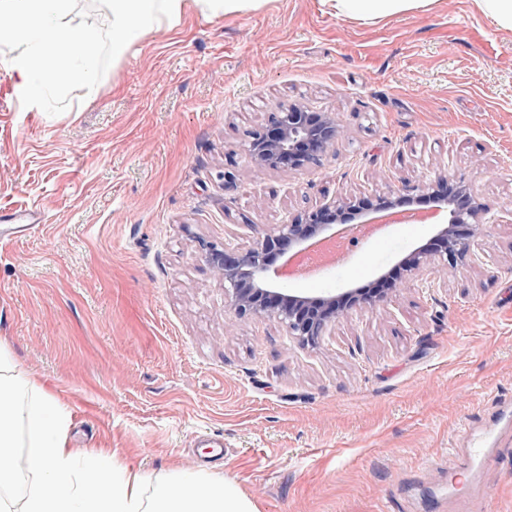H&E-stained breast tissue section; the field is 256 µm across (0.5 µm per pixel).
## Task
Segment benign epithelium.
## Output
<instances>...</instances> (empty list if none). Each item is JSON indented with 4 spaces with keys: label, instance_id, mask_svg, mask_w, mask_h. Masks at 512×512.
<instances>
[{
    "label": "benign epithelium",
    "instance_id": "1",
    "mask_svg": "<svg viewBox=\"0 0 512 512\" xmlns=\"http://www.w3.org/2000/svg\"><path fill=\"white\" fill-rule=\"evenodd\" d=\"M339 136L340 126L333 113L294 106L274 113L270 126L252 136L250 155L259 170L306 167L318 163ZM421 189L431 192L437 201L436 212L448 207V216L436 225L432 237L443 244V249L436 250L428 243L415 250L403 260L409 274L437 257L452 265L472 256V240L479 234L485 211L466 185L442 172L426 177ZM359 214L361 211L350 202L323 204L292 217L275 233L258 238L244 250H221L210 243L202 245V250L212 271L224 278L230 305L238 315L274 318L290 335L313 341L346 317L353 303L371 311L384 304L382 298L359 302L358 289L308 295L280 286L282 280L297 276L295 264L301 257L322 243L344 239L355 229L352 222ZM338 223L345 228L328 232Z\"/></svg>",
    "mask_w": 512,
    "mask_h": 512
}]
</instances>
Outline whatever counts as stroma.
<instances>
[{
    "instance_id": "35a3bbf8",
    "label": "stroma",
    "mask_w": 512,
    "mask_h": 512,
    "mask_svg": "<svg viewBox=\"0 0 512 512\" xmlns=\"http://www.w3.org/2000/svg\"><path fill=\"white\" fill-rule=\"evenodd\" d=\"M39 110L0 65V337L71 414L70 445L149 473L236 475L260 512H512V30L471 0L375 21L323 0L181 20ZM296 105L341 128L319 164L256 171ZM489 224L315 344L230 307L202 244L245 248L305 209L391 198L435 171ZM398 224L295 287L369 284L422 245ZM491 431L479 465L473 438Z\"/></svg>"
}]
</instances>
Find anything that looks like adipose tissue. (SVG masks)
I'll use <instances>...</instances> for the list:
<instances>
[{
    "label": "adipose tissue",
    "instance_id": "ef3b65f1",
    "mask_svg": "<svg viewBox=\"0 0 512 512\" xmlns=\"http://www.w3.org/2000/svg\"><path fill=\"white\" fill-rule=\"evenodd\" d=\"M253 0H106L109 27L71 25L73 0H0L1 63L17 89L37 100L39 80L58 60L70 84H94L105 58H120L161 24L180 21L188 6L230 13ZM338 15L374 21L431 0H329ZM65 405L44 380L24 371L0 339V512H260L236 476L173 468L147 473L114 466L101 450L77 457L68 446Z\"/></svg>",
    "mask_w": 512,
    "mask_h": 512
}]
</instances>
